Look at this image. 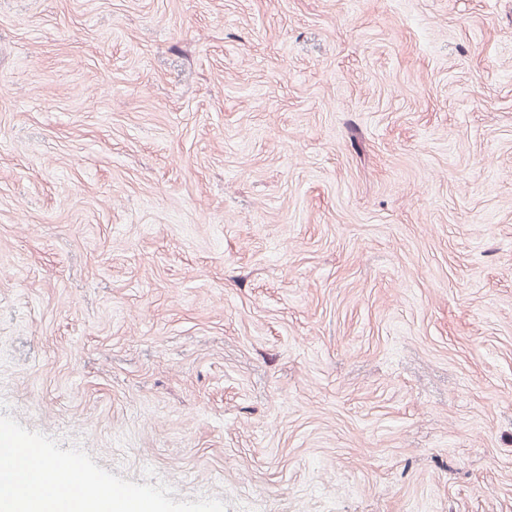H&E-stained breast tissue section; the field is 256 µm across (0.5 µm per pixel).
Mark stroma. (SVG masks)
I'll list each match as a JSON object with an SVG mask.
<instances>
[{
    "label": "stroma",
    "mask_w": 512,
    "mask_h": 512,
    "mask_svg": "<svg viewBox=\"0 0 512 512\" xmlns=\"http://www.w3.org/2000/svg\"><path fill=\"white\" fill-rule=\"evenodd\" d=\"M226 512H512V0H0V415Z\"/></svg>",
    "instance_id": "35a3bbf8"
}]
</instances>
